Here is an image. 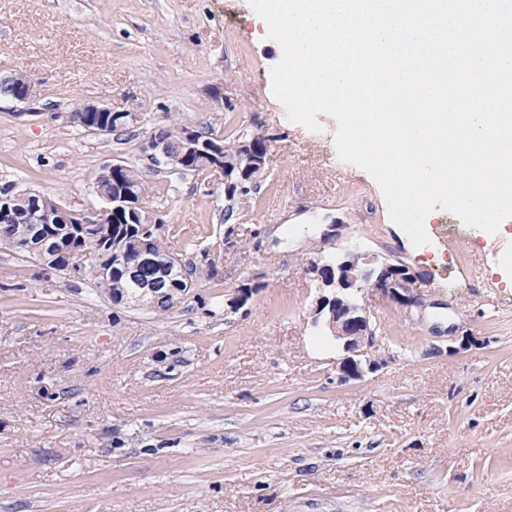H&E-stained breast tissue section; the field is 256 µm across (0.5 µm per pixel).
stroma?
Segmentation results:
<instances>
[{"label":"stroma","instance_id":"35a3bbf8","mask_svg":"<svg viewBox=\"0 0 512 512\" xmlns=\"http://www.w3.org/2000/svg\"><path fill=\"white\" fill-rule=\"evenodd\" d=\"M281 55L248 0H0V74L44 105L0 100V185L101 210L96 179L138 144L70 122L79 100L143 135L260 133L271 157L243 201L219 173L148 176L171 250L220 254L164 316L0 244V512H512V219L473 235L434 209L448 248L420 251L337 168L335 119L289 120ZM353 247L416 272L421 303L359 291L373 368L342 382L307 266ZM1 80L8 84L10 87L12 84L18 86V94H14L13 98L16 102L27 103L32 98L38 96V89L35 86L34 81L26 74L22 72H9L5 75H1ZM9 86H0V99H6L13 101L12 90Z\"/></svg>","mask_w":512,"mask_h":512}]
</instances>
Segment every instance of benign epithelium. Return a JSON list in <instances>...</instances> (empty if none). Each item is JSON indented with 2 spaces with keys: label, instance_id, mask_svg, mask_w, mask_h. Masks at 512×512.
I'll return each instance as SVG.
<instances>
[{
  "label": "benign epithelium",
  "instance_id": "1",
  "mask_svg": "<svg viewBox=\"0 0 512 512\" xmlns=\"http://www.w3.org/2000/svg\"><path fill=\"white\" fill-rule=\"evenodd\" d=\"M0 80L18 86V93L13 98L19 103H26L38 96L34 81L22 72H9L1 76ZM182 141L187 154L204 156L211 163V170L223 173L224 143L201 139L192 129L182 134ZM165 148L166 142L150 135L139 143L140 157L150 164L164 153ZM247 148L252 154L253 163L258 167L257 173L265 172L270 162L267 139L262 135L257 136L247 144ZM123 210L127 212L128 218L140 224L152 223V217L142 203L135 200V196L127 190L122 191L117 205L102 209L91 221L59 205L53 210L43 208L32 217L27 214L18 215L14 212L13 201L8 197H0V219L32 225L34 240L45 252L53 251L55 243L52 238L42 234L41 225L65 224L75 230L80 247L76 252L78 261L72 273L80 276H93L97 273L100 257L98 241L101 240L98 225L109 223L113 213ZM110 253L122 259L123 273L130 277L141 266L161 267V261L154 254L148 237L138 240L132 249L115 244L110 247ZM314 274L320 279L321 287L329 290V294L319 297L315 321L342 342L345 353L336 364L338 378L342 381L360 378L365 371L372 369L367 353L373 330L362 309L352 301L354 291L368 286L378 289L398 303L410 304L415 301L413 290L417 288L418 276L405 265L379 262L352 251L340 258L332 270L323 274L318 268Z\"/></svg>",
  "mask_w": 512,
  "mask_h": 512
}]
</instances>
